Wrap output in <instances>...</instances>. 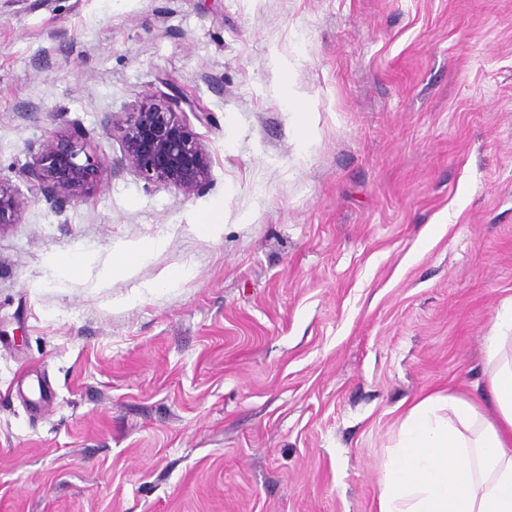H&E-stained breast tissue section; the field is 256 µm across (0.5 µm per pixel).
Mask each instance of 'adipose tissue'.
I'll return each mask as SVG.
<instances>
[{
	"mask_svg": "<svg viewBox=\"0 0 512 512\" xmlns=\"http://www.w3.org/2000/svg\"><path fill=\"white\" fill-rule=\"evenodd\" d=\"M496 408L430 393L404 415L383 468L378 512H512V302L486 338Z\"/></svg>",
	"mask_w": 512,
	"mask_h": 512,
	"instance_id": "ef3b65f1",
	"label": "adipose tissue"
}]
</instances>
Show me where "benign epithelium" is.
Wrapping results in <instances>:
<instances>
[{
    "instance_id": "7a95c632",
    "label": "benign epithelium",
    "mask_w": 512,
    "mask_h": 512,
    "mask_svg": "<svg viewBox=\"0 0 512 512\" xmlns=\"http://www.w3.org/2000/svg\"><path fill=\"white\" fill-rule=\"evenodd\" d=\"M121 163L148 181L192 190L207 178V153L167 100L146 103L119 125ZM105 161L89 155L74 138L59 134L36 152L22 176L46 202L79 201L96 180ZM25 202L0 183V229L19 223Z\"/></svg>"
}]
</instances>
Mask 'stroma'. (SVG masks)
Segmentation results:
<instances>
[{
  "instance_id": "1",
  "label": "stroma",
  "mask_w": 512,
  "mask_h": 512,
  "mask_svg": "<svg viewBox=\"0 0 512 512\" xmlns=\"http://www.w3.org/2000/svg\"><path fill=\"white\" fill-rule=\"evenodd\" d=\"M173 95L190 192L103 129ZM59 132L108 165L53 206ZM0 183V512H375L414 401L494 411L512 0H0ZM24 207L25 202L19 193L0 183V228L19 223Z\"/></svg>"
}]
</instances>
